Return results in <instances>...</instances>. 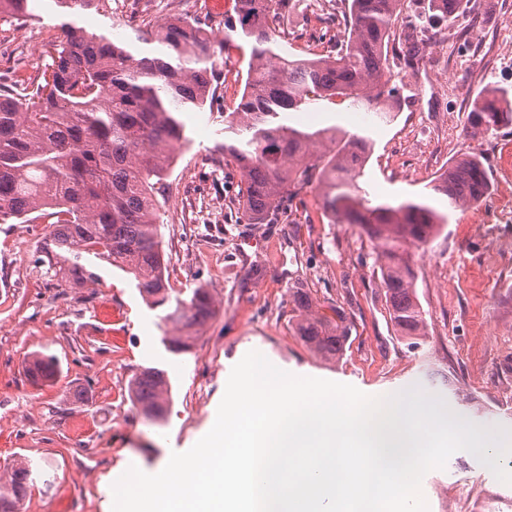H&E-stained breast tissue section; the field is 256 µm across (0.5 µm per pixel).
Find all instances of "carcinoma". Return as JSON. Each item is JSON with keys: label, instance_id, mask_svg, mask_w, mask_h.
Returning a JSON list of instances; mask_svg holds the SVG:
<instances>
[{"label": "carcinoma", "instance_id": "obj_1", "mask_svg": "<svg viewBox=\"0 0 512 512\" xmlns=\"http://www.w3.org/2000/svg\"><path fill=\"white\" fill-rule=\"evenodd\" d=\"M34 0H0V16H32ZM282 0H235V17L224 22L223 45L239 38L250 47L244 90L234 111L224 113V162L240 173L242 206L251 224L277 216L284 199L318 177L323 208L334 223L360 225L378 249L380 284L399 335L418 341L426 318L415 290L407 243L424 244L461 204H479L490 192L482 156L468 152L430 184L447 209L409 200L396 206L369 203L361 185L372 154L362 134L301 129L289 113L320 101L339 100L379 119L394 118L398 90L386 79L392 28L407 0H347L340 46L334 57L304 59L275 49L269 24ZM463 0H428L419 17L451 23ZM65 21L60 36L44 43L49 63L35 82L14 75L0 83V224L12 220L50 225L41 246L46 272L59 284L82 287L96 279L94 257L133 275L142 297L163 311L174 334V354L190 352L217 308L209 289L171 298L158 233L159 184L185 135L187 114L217 91L218 45L186 19L139 30L137 40L155 44L142 54L90 32L75 17L105 0H56ZM512 124V89L492 87L467 116L476 138ZM294 331L316 354L343 356L352 328L343 306L316 310L310 289L291 288ZM27 373L33 382L53 378L57 365L37 353ZM129 400L143 418L162 423L171 385L165 373L134 374ZM0 476V512H20L30 490L23 462Z\"/></svg>", "mask_w": 512, "mask_h": 512}]
</instances>
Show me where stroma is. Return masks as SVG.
Wrapping results in <instances>:
<instances>
[{
	"label": "stroma",
	"mask_w": 512,
	"mask_h": 512,
	"mask_svg": "<svg viewBox=\"0 0 512 512\" xmlns=\"http://www.w3.org/2000/svg\"><path fill=\"white\" fill-rule=\"evenodd\" d=\"M314 0H286L275 35L292 54H334L343 28L342 0L319 12ZM235 0H106L77 22L91 31L135 38L176 18L220 32ZM55 0H38L32 18L0 19V82L20 71L34 77L57 37ZM410 19L401 16L387 75L398 87L394 121L369 122L373 153L364 180L376 202L425 194L461 154H482L493 184L480 204L455 211L442 232L408 245L416 293L428 322L419 349L398 336L379 283L377 248L356 224L325 215L316 183L299 189L274 222L251 224L239 209L240 176L224 163V115L238 103L248 46L226 47L215 96L190 113L188 142L168 169L160 231L169 284L180 297L209 288L218 310L191 352L174 354L166 327L146 305L135 280L89 259L96 274L83 288L56 286L39 263L45 231L0 224V470L28 456L42 459L21 512H112V478L127 455L155 473L171 453L190 449L212 427L232 367L251 350L287 372L355 386L383 396L415 385L442 397L475 423L512 430V125L485 137L465 135L478 93L512 87L507 0H471L446 26L427 29L419 61L408 63ZM309 288L317 305L341 304L352 323L339 359L310 351L289 318V289ZM55 357V380L32 386L27 356ZM143 368L165 372L172 398L165 423L143 420L128 382ZM89 391L75 404L74 389ZM428 512H483L506 507L512 484L500 482L469 452L421 483Z\"/></svg>",
	"instance_id": "1"
}]
</instances>
